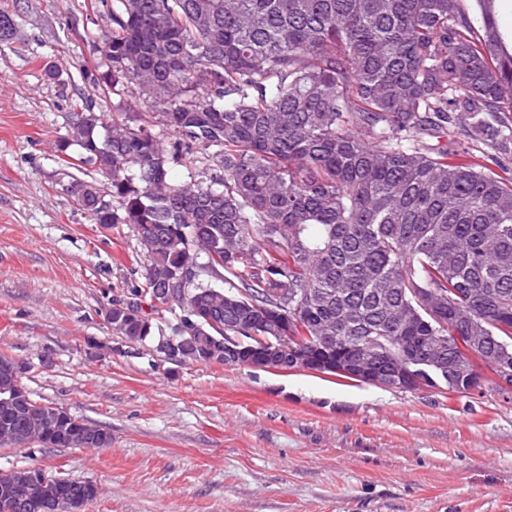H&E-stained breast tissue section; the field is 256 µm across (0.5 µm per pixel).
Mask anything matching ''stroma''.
Returning a JSON list of instances; mask_svg holds the SVG:
<instances>
[{
    "label": "stroma",
    "instance_id": "stroma-1",
    "mask_svg": "<svg viewBox=\"0 0 512 512\" xmlns=\"http://www.w3.org/2000/svg\"><path fill=\"white\" fill-rule=\"evenodd\" d=\"M0 356L24 384L112 435L108 448L0 446L93 481L83 512H512V390L401 391L315 371L178 364L128 347L105 311L142 280L129 226L93 224L61 160L73 112L150 102L105 90L95 0H0Z\"/></svg>",
    "mask_w": 512,
    "mask_h": 512
}]
</instances>
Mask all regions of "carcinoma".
<instances>
[{
    "mask_svg": "<svg viewBox=\"0 0 512 512\" xmlns=\"http://www.w3.org/2000/svg\"><path fill=\"white\" fill-rule=\"evenodd\" d=\"M101 0L111 66L106 86L151 101L166 143L119 114L76 122L60 144L110 173L108 195L77 182L93 223L126 224L144 257L131 299L201 263L171 334L118 301L107 322L124 341H173L183 361L207 363L211 337L256 350L331 359L374 336L401 360L450 346L449 316L465 311L478 348L512 360V180L448 160V137L512 147V53L496 0ZM214 150L222 173L183 182L171 165ZM224 286L217 285V282ZM264 307L273 332L249 313ZM299 336L296 342L293 337ZM27 366L0 356V444L109 448L112 435L31 397ZM38 467L7 477L52 504L98 493Z\"/></svg>",
    "mask_w": 512,
    "mask_h": 512,
    "instance_id": "cac0c4a2",
    "label": "carcinoma"
}]
</instances>
